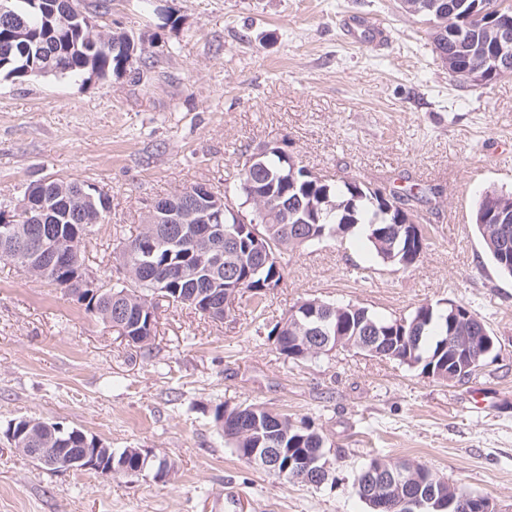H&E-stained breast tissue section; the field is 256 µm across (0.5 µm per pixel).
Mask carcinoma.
Segmentation results:
<instances>
[{"mask_svg":"<svg viewBox=\"0 0 512 512\" xmlns=\"http://www.w3.org/2000/svg\"><path fill=\"white\" fill-rule=\"evenodd\" d=\"M451 23L434 20V49L448 52V63L454 77L469 79L471 72L479 69L482 82L499 77L493 72L488 60L497 57L503 38L495 27L512 23V0H441ZM10 17L0 16V73L15 78L23 77L21 69L33 63L49 75L68 79L82 78L95 73L101 78L134 68L143 61L145 49L140 44H130L125 33L103 29L98 39L91 41L82 31L86 14L79 9L77 0H41L39 8L30 7L28 0H9ZM52 194L58 200L40 216L45 224L71 225L80 234L93 231L111 208L110 197L90 189L78 181L50 183ZM436 194L431 188L424 190L413 185L389 191L392 200L382 199L378 189L352 179L330 183L308 170L284 148L269 153L263 166L252 169L242 165L233 180L224 187V194L238 205H248L254 212L256 223L264 226L267 246L276 255L298 249L290 242L286 228L292 224L315 226V237L303 246L326 240L344 238L361 233L373 256L383 263L409 267L418 262L407 249L408 240L394 241L376 236L378 227L385 224L414 222L411 209L427 200V194ZM486 198L482 195L473 212L476 227L487 253L497 269L512 277V258L499 252V232L491 219H485ZM160 213L148 214L146 224L133 238L116 246L119 258L126 270L130 285L112 288V296L122 303L146 302L157 295L168 296L171 304H184L187 288L206 287L207 270L200 262L190 266V280L175 287L164 281L168 261L179 256L169 246L156 241L167 228L159 221ZM246 281L241 293L249 292L260 298L269 286H278L283 278L282 270H274V264L262 268L252 253L239 249L236 255ZM69 268L53 270L37 279L55 288H69ZM273 284H268V280ZM316 318L304 322L317 326ZM333 336L360 337L367 329L377 330L380 336L391 337L390 353L386 360L398 361L409 366H419L422 372L448 369V343L462 335L465 325L455 323L448 315V306L423 303L408 315L378 317L366 308L349 303L336 307L333 316L321 324ZM215 422L232 444L241 459L256 447L258 437L241 434L244 429L254 428L265 432L269 426L288 432L284 447L291 456L311 453L324 447L323 437L304 421L296 423L288 416L264 406L249 404L235 410L219 407L215 410ZM83 431L63 428L58 432L42 431L46 438L44 448H82ZM124 463L131 471H152L154 478L163 480L174 469V464L164 456L152 455L139 459L121 451L114 463ZM442 477L426 470L413 482L411 490L424 497L429 485Z\"/></svg>","mask_w":512,"mask_h":512,"instance_id":"cac0c4a2","label":"carcinoma"}]
</instances>
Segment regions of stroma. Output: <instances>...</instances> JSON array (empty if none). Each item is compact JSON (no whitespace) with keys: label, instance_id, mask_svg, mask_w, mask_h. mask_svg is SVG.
Returning a JSON list of instances; mask_svg holds the SVG:
<instances>
[{"label":"stroma","instance_id":"obj_1","mask_svg":"<svg viewBox=\"0 0 512 512\" xmlns=\"http://www.w3.org/2000/svg\"><path fill=\"white\" fill-rule=\"evenodd\" d=\"M143 40L138 73L89 82L0 75V206L34 179L107 193L84 267L123 284L115 251L151 205L199 183L223 192L260 147L328 181L418 185L427 252L411 267L376 261L357 237L282 255L263 300L238 297L223 320L158 311L151 349L129 344L84 302L0 263V432L19 417L76 427L114 451L166 456L152 472L105 478L48 471L0 442V512H368L356 477L373 457L430 468L512 512V279L472 225L491 188L512 189V76L458 82L437 60L429 16L398 0H80ZM389 32L349 35L348 16ZM355 303L390 316L426 301L467 304L498 340L480 375L438 382L351 351L294 361L268 332L297 302ZM258 404L325 439L329 480L276 479L238 458L217 406Z\"/></svg>","mask_w":512,"mask_h":512}]
</instances>
